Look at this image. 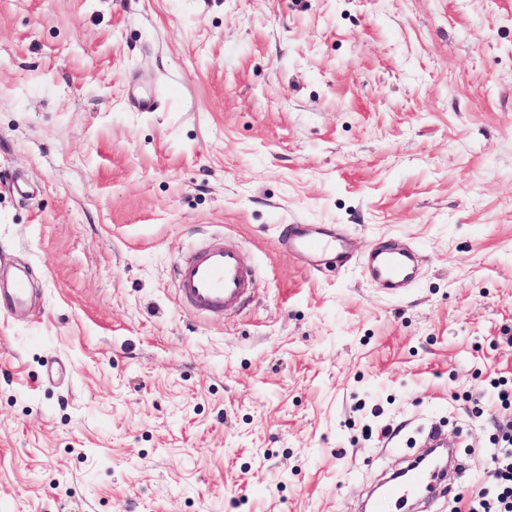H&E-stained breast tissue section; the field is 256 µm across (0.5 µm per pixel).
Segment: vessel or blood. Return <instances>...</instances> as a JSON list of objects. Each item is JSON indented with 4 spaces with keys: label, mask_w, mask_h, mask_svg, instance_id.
Masks as SVG:
<instances>
[{
    "label": "vessel or blood",
    "mask_w": 512,
    "mask_h": 512,
    "mask_svg": "<svg viewBox=\"0 0 512 512\" xmlns=\"http://www.w3.org/2000/svg\"><path fill=\"white\" fill-rule=\"evenodd\" d=\"M289 251L309 265L324 257H343L340 237L307 232L293 227ZM415 260L412 252L394 244H382L367 253L362 261L366 277L390 292H398L413 278ZM180 301L191 309L211 315L239 312L255 292V275L239 249L213 243L194 256L177 260L173 267ZM441 472L426 466H412L408 476L387 484L370 512H385L386 504L401 505L417 495L446 493Z\"/></svg>",
    "instance_id": "obj_1"
}]
</instances>
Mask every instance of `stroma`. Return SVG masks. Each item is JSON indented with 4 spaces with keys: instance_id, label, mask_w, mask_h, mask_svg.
Segmentation results:
<instances>
[{
    "instance_id": "stroma-1",
    "label": "stroma",
    "mask_w": 512,
    "mask_h": 512,
    "mask_svg": "<svg viewBox=\"0 0 512 512\" xmlns=\"http://www.w3.org/2000/svg\"><path fill=\"white\" fill-rule=\"evenodd\" d=\"M214 236L256 273L237 315L175 290ZM383 239L420 255L398 297ZM0 255L37 290L0 303V512H359L431 430L448 485L487 476L512 0H0ZM288 238L291 240L290 254L311 266H316L328 255H335L336 258L344 255L343 240L340 237L327 233H309L302 224H296ZM361 265L370 281L396 293L412 280L415 260L409 250L384 243L369 251Z\"/></svg>"
}]
</instances>
